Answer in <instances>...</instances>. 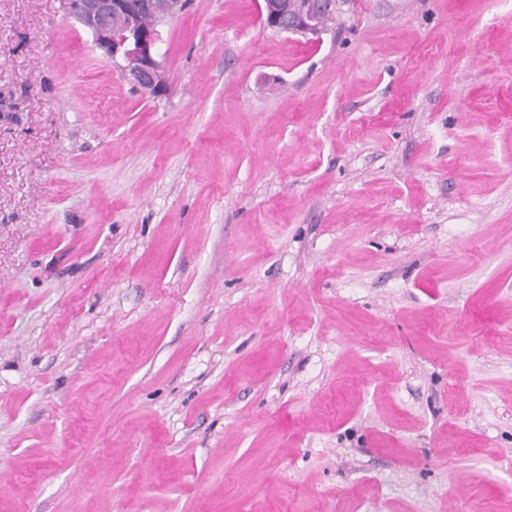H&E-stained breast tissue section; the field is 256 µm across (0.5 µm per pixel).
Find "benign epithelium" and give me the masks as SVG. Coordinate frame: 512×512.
<instances>
[{"label":"benign epithelium","instance_id":"7a95c632","mask_svg":"<svg viewBox=\"0 0 512 512\" xmlns=\"http://www.w3.org/2000/svg\"><path fill=\"white\" fill-rule=\"evenodd\" d=\"M346 0H302L285 7L262 0L261 18L273 32L318 36ZM67 14L92 36L93 48L137 88L158 95L167 88L160 26L174 12L160 0H64Z\"/></svg>","mask_w":512,"mask_h":512}]
</instances>
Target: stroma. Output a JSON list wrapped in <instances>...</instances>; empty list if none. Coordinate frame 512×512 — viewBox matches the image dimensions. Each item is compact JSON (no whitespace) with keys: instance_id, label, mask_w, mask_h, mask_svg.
Here are the masks:
<instances>
[{"instance_id":"1","label":"stroma","mask_w":512,"mask_h":512,"mask_svg":"<svg viewBox=\"0 0 512 512\" xmlns=\"http://www.w3.org/2000/svg\"><path fill=\"white\" fill-rule=\"evenodd\" d=\"M258 3L0 0V512H512V0ZM161 0H64L67 14L92 36L93 48L112 60L122 74L137 88L158 95L167 88L161 55L160 26L172 19L174 12ZM151 15L154 22L143 26L141 19ZM123 24L112 26V17ZM262 0L261 18L265 27L273 32L318 36L326 30L325 23L336 18L346 0H302L293 6L284 7Z\"/></svg>"}]
</instances>
